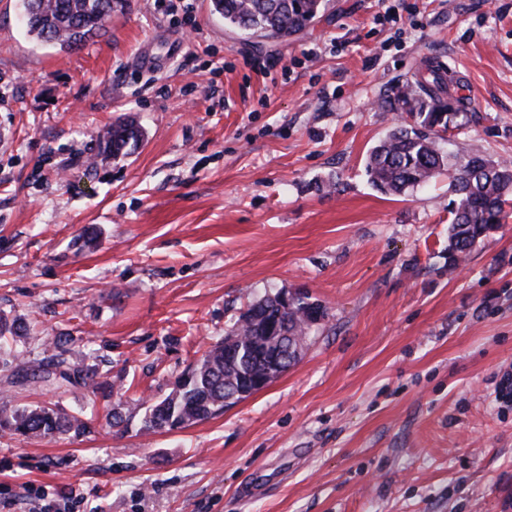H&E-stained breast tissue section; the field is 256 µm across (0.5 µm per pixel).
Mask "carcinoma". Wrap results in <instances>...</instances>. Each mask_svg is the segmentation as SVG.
<instances>
[{
    "mask_svg": "<svg viewBox=\"0 0 512 512\" xmlns=\"http://www.w3.org/2000/svg\"><path fill=\"white\" fill-rule=\"evenodd\" d=\"M213 10L224 18V28L260 38L286 40L305 30L325 9L327 0H212ZM131 7V0H20L27 34L63 51L80 48L106 30L112 14ZM429 77L413 78L391 89L385 103L405 114L369 152L366 173L380 191L404 194L448 172L455 195L448 225V254L452 262L465 257L484 237L499 227L512 208V168L471 153L463 143L447 138L451 116L465 109L464 99L450 92V81L431 66ZM142 137L136 119L128 116L99 134L102 154L116 157L127 153ZM266 319H276L279 308L270 298ZM261 303L251 305L233 324L230 335L243 330L249 341L239 356H224V341H218L191 364L177 380L175 389L161 400L146 403L142 420L145 431L182 429L211 419L233 405L229 383L270 370L260 358L271 348L262 321L253 315ZM322 305L299 293L293 307L279 313L288 332L304 345L311 323L302 316ZM25 326L0 314V367L7 379L20 383H66L96 389L95 366L75 357L72 338L58 336L43 348V358L30 360L16 349L24 338ZM91 432L90 422L81 413L60 407H0V433L27 439L63 435L83 436Z\"/></svg>",
    "mask_w": 512,
    "mask_h": 512,
    "instance_id": "cac0c4a2",
    "label": "carcinoma"
}]
</instances>
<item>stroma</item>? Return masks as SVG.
Here are the masks:
<instances>
[{"label": "stroma", "instance_id": "stroma-1", "mask_svg": "<svg viewBox=\"0 0 512 512\" xmlns=\"http://www.w3.org/2000/svg\"><path fill=\"white\" fill-rule=\"evenodd\" d=\"M67 52L0 0V313L29 358L93 350L101 395L0 374V405L57 404L91 434H0V512L68 494V512H512V220L448 266L447 174L401 195L369 182L399 116L392 86L435 64L471 152L512 161V0H333L256 44L210 0H132ZM181 43L170 56V42ZM158 67L138 70L139 48ZM134 115L130 154L98 130ZM306 292L327 310L298 362L222 415L141 429L247 305Z\"/></svg>", "mask_w": 512, "mask_h": 512}]
</instances>
